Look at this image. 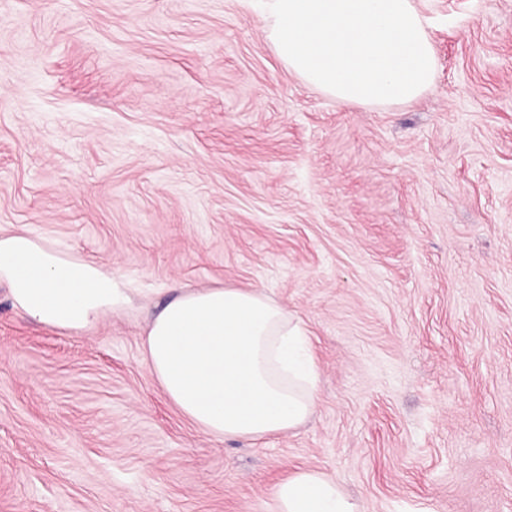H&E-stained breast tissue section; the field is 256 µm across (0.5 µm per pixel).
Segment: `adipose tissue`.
Wrapping results in <instances>:
<instances>
[{"label":"adipose tissue","instance_id":"obj_1","mask_svg":"<svg viewBox=\"0 0 512 512\" xmlns=\"http://www.w3.org/2000/svg\"><path fill=\"white\" fill-rule=\"evenodd\" d=\"M0 283L26 320L69 333L133 308L137 289L27 231L0 233ZM143 360L163 393L205 434L261 440L304 423L316 406L308 332L252 288L180 284L152 301ZM273 512H357L335 479L301 470L282 481Z\"/></svg>","mask_w":512,"mask_h":512}]
</instances>
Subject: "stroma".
Listing matches in <instances>:
<instances>
[{
  "label": "stroma",
  "instance_id": "1",
  "mask_svg": "<svg viewBox=\"0 0 512 512\" xmlns=\"http://www.w3.org/2000/svg\"><path fill=\"white\" fill-rule=\"evenodd\" d=\"M409 104L288 70L258 0H0V229L140 288L264 291L306 324L317 406L200 431L142 314L71 335L0 285V512H271L324 472L359 512H512V0H416Z\"/></svg>",
  "mask_w": 512,
  "mask_h": 512
}]
</instances>
